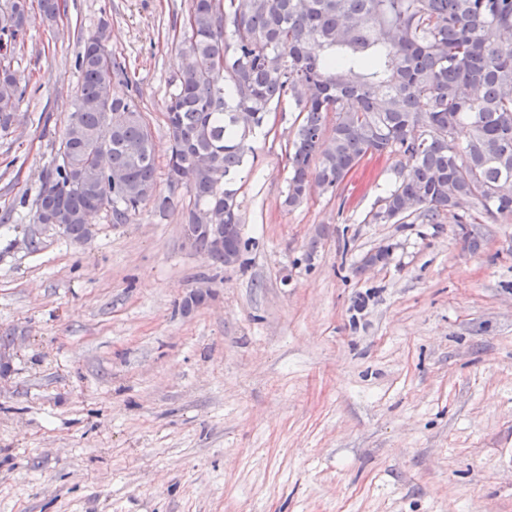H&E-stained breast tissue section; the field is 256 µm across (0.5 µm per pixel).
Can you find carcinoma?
Instances as JSON below:
<instances>
[{
    "label": "carcinoma",
    "instance_id": "obj_1",
    "mask_svg": "<svg viewBox=\"0 0 512 512\" xmlns=\"http://www.w3.org/2000/svg\"><path fill=\"white\" fill-rule=\"evenodd\" d=\"M41 21L60 0H39ZM32 22L27 0L0 5L1 40L14 45ZM512 0H191L184 59L166 105L172 142L169 177L199 210L217 213L224 239L242 245L237 190L247 134L266 125L283 99L301 121L289 151L292 209L311 185L337 192L367 156L398 155L401 167L374 221L414 215L470 224L512 215ZM81 83L74 111L40 189L34 223L62 224L85 237L87 217L104 209L126 224L157 198L152 133L132 101L112 96L123 74L99 35L77 56ZM19 102L11 62L0 61V131ZM332 128H327L329 114ZM470 128L465 145L455 134ZM105 151L112 175L80 185ZM206 156L211 167L201 168Z\"/></svg>",
    "mask_w": 512,
    "mask_h": 512
}]
</instances>
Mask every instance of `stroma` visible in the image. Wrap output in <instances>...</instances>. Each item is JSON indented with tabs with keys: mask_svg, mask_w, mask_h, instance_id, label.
Wrapping results in <instances>:
<instances>
[{
	"mask_svg": "<svg viewBox=\"0 0 512 512\" xmlns=\"http://www.w3.org/2000/svg\"><path fill=\"white\" fill-rule=\"evenodd\" d=\"M189 0H66L12 55L0 134V512H512V216L377 224L401 159L294 209L281 104L246 143V244L183 237L165 108ZM103 35L150 125L156 193L91 236L34 223ZM39 239L31 250L30 239ZM388 249L374 266L364 257Z\"/></svg>",
	"mask_w": 512,
	"mask_h": 512,
	"instance_id": "35a3bbf8",
	"label": "stroma"
}]
</instances>
